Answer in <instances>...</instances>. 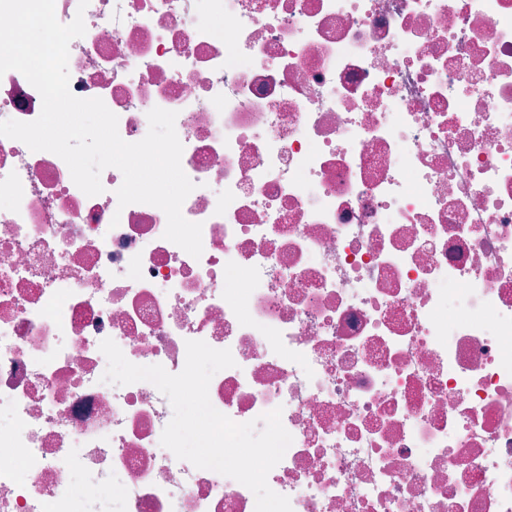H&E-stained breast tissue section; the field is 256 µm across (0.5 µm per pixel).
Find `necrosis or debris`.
<instances>
[{"label": "necrosis or debris", "instance_id": "obj_1", "mask_svg": "<svg viewBox=\"0 0 512 512\" xmlns=\"http://www.w3.org/2000/svg\"><path fill=\"white\" fill-rule=\"evenodd\" d=\"M55 0L70 90L128 142L176 112L202 226L85 195L0 137V512H255L161 444L128 361L230 350L209 398L281 409L292 512H512V0ZM39 92L0 76V120Z\"/></svg>", "mask_w": 512, "mask_h": 512}]
</instances>
